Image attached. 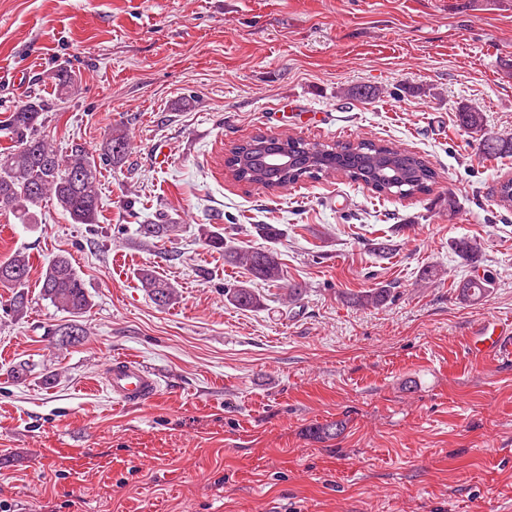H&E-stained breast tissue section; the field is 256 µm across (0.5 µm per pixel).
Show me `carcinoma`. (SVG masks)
<instances>
[{"mask_svg": "<svg viewBox=\"0 0 512 512\" xmlns=\"http://www.w3.org/2000/svg\"><path fill=\"white\" fill-rule=\"evenodd\" d=\"M41 116L42 105L34 101L0 123V132L11 141V146L0 151V212L13 215L21 224H35L38 208L49 199L76 224L98 223L100 177L103 171L124 160L130 149L128 135L113 128L96 153L88 152L84 144L74 141L69 153L63 155L40 134ZM457 120L466 131L481 134L478 149L485 159L512 157V136L484 133L483 113L465 107L457 112ZM281 150L292 153L295 159L286 171L266 165L268 154ZM225 166L236 181L273 191L304 179L341 176L380 195L411 197L430 191L436 183V173L420 156L391 143L370 140L310 142L290 135L260 133L232 145ZM137 232L144 239L166 243L175 234L176 225L141 224ZM206 244L224 252L225 262L245 268L255 279L267 283L284 279L278 256L269 249L229 248L224 234L218 230L207 232ZM481 249V243L472 239L455 242V250L471 262L477 261ZM31 268L30 257L24 252L17 251L0 260V287L11 291L7 303L0 307L4 314L19 317L26 312ZM137 279L155 304L165 307L177 299L176 288L159 278L154 270L138 269ZM490 282L488 274L465 279L458 285V297L464 302L484 298ZM40 283L43 298L68 314L66 322L47 327L45 336L49 342L58 349L82 343L87 331L81 317L92 308V297L70 255H57L43 271ZM391 297V289L374 288L354 296L352 303L376 308ZM224 299L240 309H258L262 305L260 295L243 282L224 285ZM345 428V422L336 420L314 425L311 433L319 441H328L341 435Z\"/></svg>", "mask_w": 512, "mask_h": 512, "instance_id": "cac0c4a2", "label": "carcinoma"}]
</instances>
